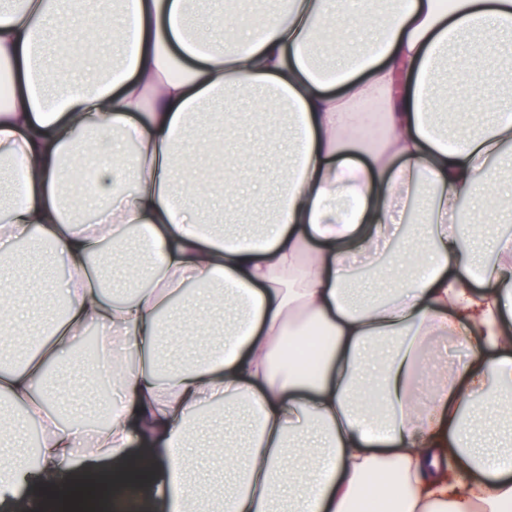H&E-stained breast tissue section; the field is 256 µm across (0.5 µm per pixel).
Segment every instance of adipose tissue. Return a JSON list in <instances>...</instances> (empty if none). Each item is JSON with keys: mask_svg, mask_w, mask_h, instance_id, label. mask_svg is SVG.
<instances>
[{"mask_svg": "<svg viewBox=\"0 0 512 512\" xmlns=\"http://www.w3.org/2000/svg\"><path fill=\"white\" fill-rule=\"evenodd\" d=\"M374 32L326 70L314 64L341 34L336 0H285L280 16L229 41L203 40L204 0H0V259L16 243L53 252L66 274L48 319L24 320L1 280L0 332L26 336L23 366L0 353V391L19 422L43 427L50 471L110 459L114 512H209L189 475L194 421L215 409L245 425L246 450L221 444L218 512H512V448H484L488 410L512 411V236L479 265L461 201L490 216L512 208L493 162L512 143V98L492 97V56L512 42V0H361ZM116 41L111 71L75 76L46 36ZM460 89L448 111L489 101L469 129L439 119L441 73ZM286 112L288 137L269 220L239 228L201 206L202 186L177 180L187 145L219 163L225 194L251 199L241 163L200 137L253 125L237 109ZM419 224L399 229L416 194ZM102 329L112 367L105 428L59 411L57 374L75 340ZM328 341L315 375L282 357L310 328ZM464 332L460 364L440 337ZM146 467L132 472V454ZM165 476L170 496L129 499Z\"/></svg>", "mask_w": 512, "mask_h": 512, "instance_id": "ef3b65f1", "label": "adipose tissue"}]
</instances>
